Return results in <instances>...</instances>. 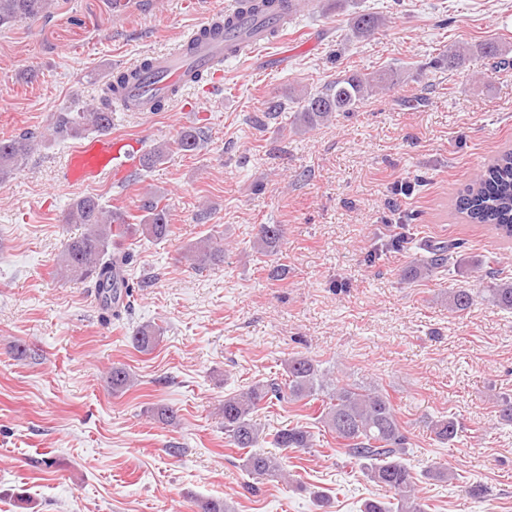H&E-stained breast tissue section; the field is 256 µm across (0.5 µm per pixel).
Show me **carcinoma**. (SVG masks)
<instances>
[{
  "mask_svg": "<svg viewBox=\"0 0 512 512\" xmlns=\"http://www.w3.org/2000/svg\"><path fill=\"white\" fill-rule=\"evenodd\" d=\"M54 0H0V29L18 23L51 17ZM253 21L265 28L272 19L276 0H245ZM385 25V19L375 13L356 12L349 21L351 36L369 38ZM478 53L499 58L507 49L494 43L462 45L442 56L450 67L460 65L465 58ZM401 81L394 69L374 75L345 73L329 82L324 91L300 96L298 122L313 128L332 114L358 111L368 96L388 89ZM112 129V98L105 93L94 103H77L53 113L47 132L34 135L21 133L0 138V183L19 173L27 159L39 147L55 142L105 134ZM204 142L203 132L188 128L172 142H160L145 151L140 167L151 169L176 153H194ZM455 208L471 224H488L504 230L512 237V151L500 153L491 164L480 170L458 195ZM138 223L132 224L120 210L108 209L93 195L79 196L61 215V223L77 224L78 236L64 243L56 260L55 277L65 282L91 281L97 290L98 301L107 316L121 317V306L115 304L118 290L131 294L127 277L116 279V270L126 265V256L115 252L117 241L139 235L149 242H160L172 235L168 207L163 196L146 192L139 200ZM284 237L281 224L258 225L253 248L263 256L278 252ZM462 247L460 242L436 245L429 256L414 267V275L423 277L448 262V254ZM224 238L210 234L199 238L186 248V257L193 268L207 271L224 263ZM492 302L505 311H512V282H503L489 289ZM474 302L473 294L457 290L448 295V309L464 311ZM161 339V330L144 324L135 330L132 341L144 354L151 353ZM112 391L122 392L133 385V378L123 366H112L108 372ZM303 403L313 408L324 432L336 441V452L344 455L355 473L389 495L364 502L362 512H426L419 496L418 478L406 463L411 445L408 431L398 419L390 395L378 389H366L357 384L332 378L319 364L306 356L291 357L279 377L258 381L247 391L224 397L221 408L224 418L226 446L245 451L243 467L253 480L260 483L274 478H286L277 458L257 453L263 429L253 414L261 407L272 408L284 403ZM431 432L440 442L455 439L459 427L454 419L440 417L431 424ZM271 443L284 450H307L314 447V435L305 425L283 426L272 433Z\"/></svg>",
  "mask_w": 512,
  "mask_h": 512,
  "instance_id": "obj_1",
  "label": "carcinoma"
}]
</instances>
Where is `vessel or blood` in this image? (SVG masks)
Instances as JSON below:
<instances>
[{
    "mask_svg": "<svg viewBox=\"0 0 512 512\" xmlns=\"http://www.w3.org/2000/svg\"><path fill=\"white\" fill-rule=\"evenodd\" d=\"M231 16L235 25L227 33L214 32L207 23L185 33L173 47L149 53L148 68L116 93L121 110L154 114L159 101L181 97L191 87L194 75L205 73L220 80L226 60L256 53L265 40V31H251L252 20L241 8H234ZM139 149V143L132 139L96 136L71 151L65 164L66 180L72 185H86L107 175L125 178L139 163Z\"/></svg>",
    "mask_w": 512,
    "mask_h": 512,
    "instance_id": "obj_1",
    "label": "vessel or blood"
}]
</instances>
